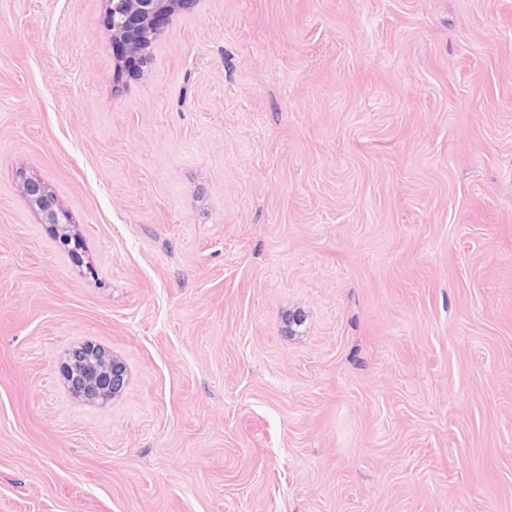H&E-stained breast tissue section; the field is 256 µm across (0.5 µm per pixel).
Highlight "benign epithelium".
<instances>
[{
    "label": "benign epithelium",
    "mask_w": 512,
    "mask_h": 512,
    "mask_svg": "<svg viewBox=\"0 0 512 512\" xmlns=\"http://www.w3.org/2000/svg\"><path fill=\"white\" fill-rule=\"evenodd\" d=\"M103 24L109 32L115 75L135 61H147V50L162 35L170 18L195 0H102ZM21 201L47 225L63 246L80 239L78 225L61 206L54 191L44 181L24 177L18 185ZM69 391L89 403H106L123 388L127 369L114 353L93 344L72 351L62 364Z\"/></svg>",
    "instance_id": "obj_1"
}]
</instances>
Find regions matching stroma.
I'll use <instances>...</instances> for the list:
<instances>
[{"mask_svg": "<svg viewBox=\"0 0 512 512\" xmlns=\"http://www.w3.org/2000/svg\"><path fill=\"white\" fill-rule=\"evenodd\" d=\"M150 55L0 0V512H512V0H196ZM21 201L46 224L52 236L63 246L78 242L80 231L73 224L69 213L61 206L54 191L44 181L33 177H22L18 185ZM69 391L89 403H107L123 388L127 369L114 353L93 344L72 351L62 364Z\"/></svg>", "mask_w": 512, "mask_h": 512, "instance_id": "obj_1", "label": "stroma"}]
</instances>
